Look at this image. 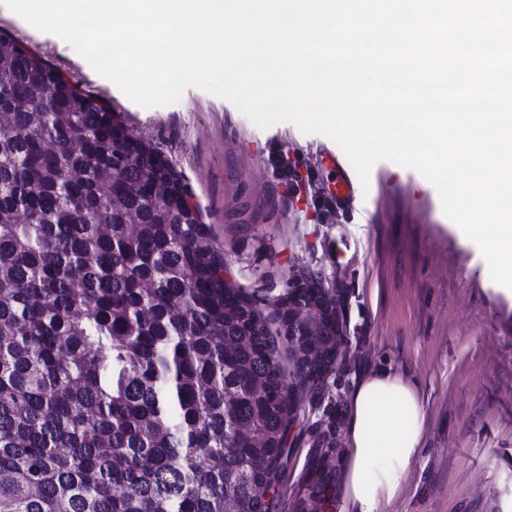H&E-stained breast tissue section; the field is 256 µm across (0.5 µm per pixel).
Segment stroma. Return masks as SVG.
<instances>
[{"instance_id":"stroma-1","label":"stroma","mask_w":512,"mask_h":512,"mask_svg":"<svg viewBox=\"0 0 512 512\" xmlns=\"http://www.w3.org/2000/svg\"><path fill=\"white\" fill-rule=\"evenodd\" d=\"M0 34L97 96L180 175L213 233L234 285L267 306L289 280L320 275L338 302L347 371L300 386L288 462L272 512H334L347 395L360 374L389 363L418 381L428 419L425 449L387 512H496L512 480V290L492 281L478 246L442 211L417 171L383 160L367 188L333 210L292 194L268 156L285 155L326 188L339 146L281 122L256 127L231 102L199 88L145 108L62 39L0 0Z\"/></svg>"}]
</instances>
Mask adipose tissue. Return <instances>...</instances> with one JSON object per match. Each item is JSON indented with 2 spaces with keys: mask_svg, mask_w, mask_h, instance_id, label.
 Wrapping results in <instances>:
<instances>
[{
  "mask_svg": "<svg viewBox=\"0 0 512 512\" xmlns=\"http://www.w3.org/2000/svg\"><path fill=\"white\" fill-rule=\"evenodd\" d=\"M347 406L339 512H386L424 449L423 394L407 372L379 364L362 372Z\"/></svg>",
  "mask_w": 512,
  "mask_h": 512,
  "instance_id": "1",
  "label": "adipose tissue"
}]
</instances>
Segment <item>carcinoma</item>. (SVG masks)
I'll return each instance as SVG.
<instances>
[{
  "label": "carcinoma",
  "instance_id": "carcinoma-1",
  "mask_svg": "<svg viewBox=\"0 0 512 512\" xmlns=\"http://www.w3.org/2000/svg\"><path fill=\"white\" fill-rule=\"evenodd\" d=\"M0 127V512H271L281 351L306 383L332 358L224 285L155 147L2 34Z\"/></svg>",
  "mask_w": 512,
  "mask_h": 512
}]
</instances>
